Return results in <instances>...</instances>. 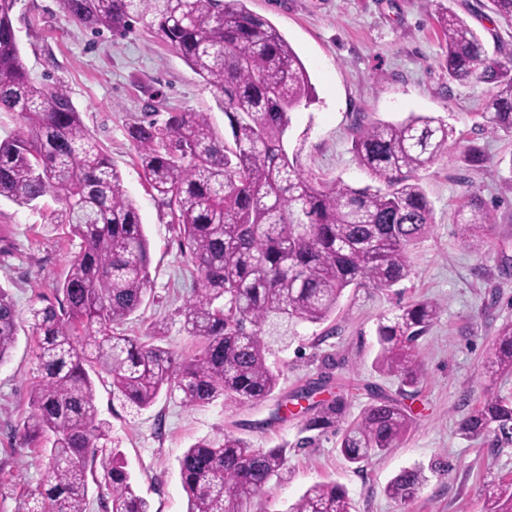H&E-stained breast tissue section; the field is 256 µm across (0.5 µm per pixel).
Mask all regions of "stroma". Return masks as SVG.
I'll return each instance as SVG.
<instances>
[{
  "instance_id": "1",
  "label": "stroma",
  "mask_w": 512,
  "mask_h": 512,
  "mask_svg": "<svg viewBox=\"0 0 512 512\" xmlns=\"http://www.w3.org/2000/svg\"><path fill=\"white\" fill-rule=\"evenodd\" d=\"M456 10L484 38L490 58L512 61V25L490 0H248L270 21L304 63L316 100L292 116L288 150L298 151L302 171L319 181L343 180L361 187L370 178L352 149L355 119L398 122L410 114L442 119L455 130L446 155L419 178L433 208L429 233L410 254L411 273L392 288L346 290L325 325L302 324L287 347L269 361L281 374L274 399L256 407L214 402L186 407L182 393H162L145 411L114 397L111 379L95 381L96 406L111 425L138 492L150 512H186L178 460L197 440L231 431L257 448L286 449L278 478L255 497L250 512H287L316 482L348 492L354 512H480L486 485L512 478V444L471 440L460 422L483 399L485 389L512 400V375L488 377L485 366L500 328L512 323V132H490L481 116L494 84L453 82L444 68L446 43L436 21L440 6ZM13 23L32 79L66 84L84 124L121 171L150 243V292L124 329L145 337L161 329V344L194 354L197 338L183 327L182 305L199 283L177 225L171 224L140 175L128 123L145 113L207 112L215 131L228 136L224 113L202 79L176 52L142 28L125 35L98 34L71 23L59 0H18ZM483 154V165L465 159ZM479 199L492 215L485 255L462 242L460 208ZM57 201L38 208L0 202V287L17 309L36 297L54 299L79 240L68 228L45 232ZM429 299L440 315L420 339L423 382L403 390L396 376L374 367L379 319L399 306ZM38 362L27 333H20L0 366V512H16L21 494L42 484L48 466L38 449L18 450L15 426L29 415ZM326 379L321 399L343 396L349 417L374 399L389 397L416 418L405 444L353 469L337 450L333 432L304 438L303 413L272 419L278 402L309 382ZM423 468L427 482L410 500L398 502L384 489L401 470Z\"/></svg>"
}]
</instances>
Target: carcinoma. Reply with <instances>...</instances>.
<instances>
[{
    "mask_svg": "<svg viewBox=\"0 0 512 512\" xmlns=\"http://www.w3.org/2000/svg\"><path fill=\"white\" fill-rule=\"evenodd\" d=\"M247 0H60L64 15L92 31H154L214 93L231 140L214 130L208 112L150 115L127 126L142 177L189 248L200 287L183 306L185 331L200 339L181 356L121 330L149 292L150 245L123 178L84 125L61 82L28 75L13 24L17 0H0V112L18 121L0 141V200L34 207L53 196L61 207L49 228L69 226L81 241L56 284L59 305L36 297L23 319L0 288V365L21 324L28 323L40 378L30 414L14 428L20 445L44 442L49 475L20 499L17 512H87L89 480L109 490L104 512H149L123 454L107 450L109 424L99 418L92 375L107 373L112 394L139 410L163 390L181 391L190 408L217 400L254 406L274 397L280 373L268 363L300 323L323 324L344 291L391 288L411 272L410 253L433 223L418 172L447 154L453 128L428 115L357 124L354 150L374 184L315 183L304 176L285 139L292 114L312 101L300 57ZM448 78L496 85L485 101L486 129L512 131V70L488 57L483 37L458 14L438 12ZM492 218L477 202L458 212L461 240L475 251L488 240ZM431 300L407 303L382 318L376 367L416 388L423 373L416 347L438 319ZM512 374V323L495 339L486 366ZM304 430L340 434L339 452L360 468L400 447L416 424L398 400L369 404L351 422L341 396L311 407ZM459 432L512 442V400L486 391ZM283 448H255L233 432L191 445L179 459L187 512H247L279 475ZM422 469H404L386 494L405 502L423 487ZM288 512H353L346 490L315 483ZM482 512H512V479L486 489Z\"/></svg>",
    "mask_w": 512,
    "mask_h": 512,
    "instance_id": "1",
    "label": "carcinoma"
}]
</instances>
